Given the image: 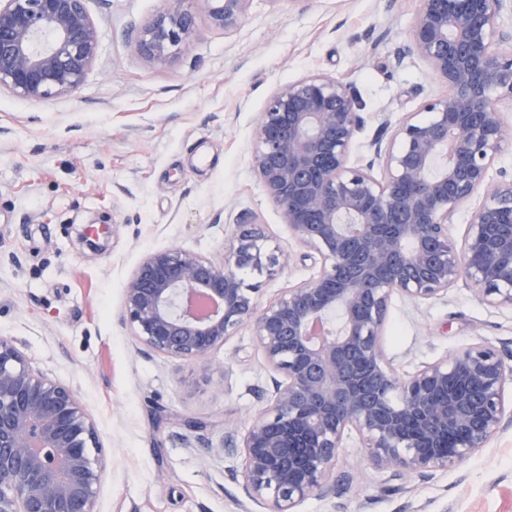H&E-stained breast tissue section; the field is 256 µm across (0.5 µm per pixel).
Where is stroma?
I'll use <instances>...</instances> for the list:
<instances>
[{
	"mask_svg": "<svg viewBox=\"0 0 512 512\" xmlns=\"http://www.w3.org/2000/svg\"><path fill=\"white\" fill-rule=\"evenodd\" d=\"M161 0H87L100 34L80 90L45 101L0 93V336L32 369L68 385L94 421L104 476L94 512H264L237 457L271 386L249 328L199 362L147 351L122 320L124 286L151 251L178 246L222 259L236 224L259 223L292 260L274 276L246 271L260 303L308 281L317 255L300 244L252 168L254 133L279 87L325 74L350 84L364 126L420 115L444 93L429 65L399 57L417 0H250L230 31L198 0V39L146 62L136 35ZM398 376L474 343L512 360V308L481 302L466 280L422 302L393 296L381 336ZM199 421L203 430L188 429ZM299 512H512V425L461 468L394 480L357 434L346 435L336 486Z\"/></svg>",
	"mask_w": 512,
	"mask_h": 512,
	"instance_id": "obj_1",
	"label": "stroma"
}]
</instances>
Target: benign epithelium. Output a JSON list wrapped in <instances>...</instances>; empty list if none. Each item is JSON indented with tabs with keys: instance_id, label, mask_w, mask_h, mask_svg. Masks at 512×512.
I'll use <instances>...</instances> for the list:
<instances>
[{
	"instance_id": "obj_1",
	"label": "benign epithelium",
	"mask_w": 512,
	"mask_h": 512,
	"mask_svg": "<svg viewBox=\"0 0 512 512\" xmlns=\"http://www.w3.org/2000/svg\"><path fill=\"white\" fill-rule=\"evenodd\" d=\"M187 0H163L137 36L151 62L195 37ZM249 0H200L230 29ZM512 0H419L400 55L424 60L442 95L425 120L384 124L368 159L351 164L363 125L350 86L312 75L267 100L252 166L283 223L312 249L319 271L262 306L239 271L272 275L291 255L269 249L258 225H237L223 260L173 246L147 254L127 279L123 316L138 343L164 357L202 360L239 328L252 330L271 378L267 406L242 437V489L265 512L298 507L333 478L345 433L362 437L393 477L461 466L512 410V365L482 345L427 363L405 379L381 347L395 294L434 298L467 278L488 304L512 308V175L489 169L512 142ZM96 23L86 0H0V90L31 100L72 95L94 66ZM462 243L448 224L478 190ZM95 426L65 384L37 375L0 336V512H94L103 477Z\"/></svg>"
}]
</instances>
